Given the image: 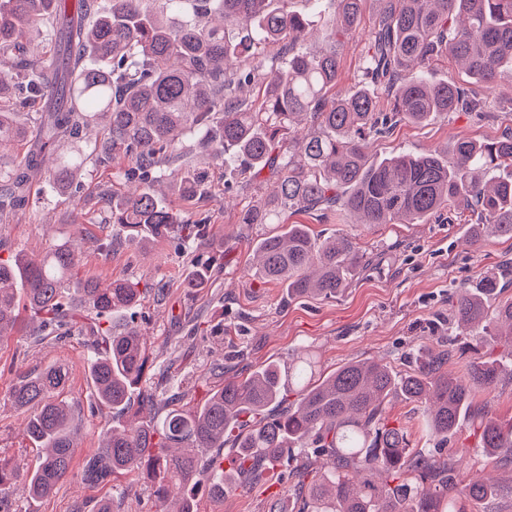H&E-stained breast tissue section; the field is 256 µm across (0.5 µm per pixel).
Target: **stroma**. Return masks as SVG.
<instances>
[{
  "label": "stroma",
  "mask_w": 512,
  "mask_h": 512,
  "mask_svg": "<svg viewBox=\"0 0 512 512\" xmlns=\"http://www.w3.org/2000/svg\"><path fill=\"white\" fill-rule=\"evenodd\" d=\"M377 11L376 0H365L361 22L342 52L338 90H348L361 79ZM474 89L489 107L485 118L455 112L423 124L401 122L386 137L369 142L368 155L380 159L446 147L460 137L479 142L500 137L512 127L507 112L512 83L503 80L489 87L478 83ZM228 179L236 182L229 191L224 188ZM270 188V183L235 176L220 164L210 167L208 192L191 201H180L179 183L170 181L169 200L182 214L208 220L209 236L220 250V260L204 288L185 287L192 257L175 252L169 243L148 239L131 246L113 239L103 198L127 189L113 167L77 176L61 196L46 183L32 182L28 207L18 212L13 223L0 225V254L22 251L37 257L50 246L82 237L91 242L113 239L110 256L86 249L81 271L103 283L118 277L163 282V289L152 291L137 310L148 356L140 386L163 397L180 393L191 406L202 403L225 378L242 379L262 364L285 365L307 355L327 372L355 360L410 369L420 345L446 344L448 296L455 287L496 274L503 261L512 260V239L491 236L481 245H469L465 225L449 223L444 215L422 224H354L341 214L322 219L314 213H292L284 216V223L307 225L321 237L339 230L355 237L370 263L336 298L289 301L284 288L253 274L251 241L260 236L261 227L237 221L242 207ZM74 196L86 201L83 215L71 212ZM88 353V338L79 332L45 343L25 332L0 338V456L20 460L29 470L39 462L37 450L24 435L22 414L7 399L19 374L66 365L70 378L58 398L81 426L73 475L48 497H17L15 508L17 512H96L98 504L108 500L112 512H163L149 483L128 476L100 485L81 479L83 460L96 451L101 430L111 421L87 375ZM383 416L389 424L406 428L412 447H434L415 404L389 398ZM289 486L283 467L263 473L249 488L221 500L212 499L201 485L195 490L198 512H281Z\"/></svg>",
  "instance_id": "obj_1"
}]
</instances>
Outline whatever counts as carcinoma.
<instances>
[{
	"instance_id": "1",
	"label": "carcinoma",
	"mask_w": 512,
	"mask_h": 512,
	"mask_svg": "<svg viewBox=\"0 0 512 512\" xmlns=\"http://www.w3.org/2000/svg\"><path fill=\"white\" fill-rule=\"evenodd\" d=\"M0 0V223L28 203L30 181L43 176L65 191L83 170L122 162L134 189L112 202L109 222L130 244L163 239L181 251L195 247L196 264L207 245L204 223L183 217L156 191L164 158L183 160L198 132L200 166L180 176L185 199L204 194L211 161L258 177L269 170L274 189L245 205L238 223L280 224L290 212H336L360 224H419L454 212L471 222L467 243L487 235L512 239V128L478 144L465 137L451 149L370 159L366 142L397 123L422 124L452 112H483L471 88L436 82L425 69L447 54L475 82L512 81V0H377L378 21L362 64L364 84L336 91L345 39L361 20L365 0H312L334 16V28L316 51L301 48L309 26L283 7L287 0ZM43 32L48 54H32L28 36ZM286 42L288 57L258 53L264 43ZM262 88L254 107L239 95ZM388 107L379 109L377 96ZM47 93L51 112L34 107ZM100 137L67 157L65 143L84 129ZM29 145L26 154L18 153ZM256 274L282 284L288 298H334L368 262L345 235L319 238L305 224H281L253 242ZM80 258L66 244L42 256L0 257V337L21 326L22 312L36 320V335L59 340L88 327L87 371L101 404L125 417L167 409L162 420L117 423L83 461L89 484L137 474L150 481L170 512H198L192 494L200 482L213 497L246 484L235 475L260 463L274 468L312 455L330 469L303 463L289 473L299 512H486L499 484L482 472L459 471L444 445L469 419L486 458L512 468V423L498 421L474 393H490L503 374L512 379V298L504 275L461 285L448 296L450 322L504 359L477 357L465 373L448 372L449 349L419 348L414 368L401 372L374 361H351L315 375L309 361L288 364V382L270 363L244 379H226L200 406L184 409L150 390H137L146 348L135 324L115 332L108 317L136 308L152 288L124 278L103 286L79 278ZM68 371L51 365L22 375L8 400L26 413L24 434L41 453L27 471L0 458V512H13L17 495L51 494L72 473L79 426L56 396ZM298 399L287 401L286 389ZM401 396L423 410L437 447H409L407 432L382 418L388 398ZM215 448L201 457L198 450ZM235 470H224V461Z\"/></svg>"
}]
</instances>
